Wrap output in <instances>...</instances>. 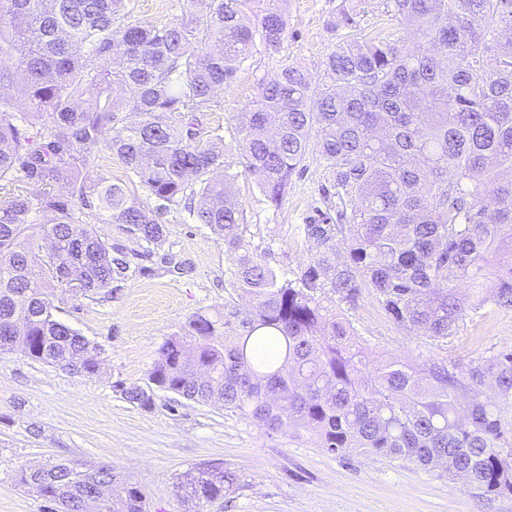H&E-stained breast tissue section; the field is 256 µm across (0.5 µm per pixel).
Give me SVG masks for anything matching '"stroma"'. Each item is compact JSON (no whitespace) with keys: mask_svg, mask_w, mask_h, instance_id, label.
Segmentation results:
<instances>
[{"mask_svg":"<svg viewBox=\"0 0 512 512\" xmlns=\"http://www.w3.org/2000/svg\"><path fill=\"white\" fill-rule=\"evenodd\" d=\"M350 7L358 11L353 30L339 23ZM383 10V0H288L280 52L254 53L225 87L216 111L196 113L201 137L220 127L232 139L259 84L281 65L301 67L312 84L325 83V54L350 32L368 33ZM304 166L277 208L251 178L237 185L248 238L270 247L271 264L291 279L318 258L303 226L322 204L326 176L315 155H307ZM160 220L167 240L151 250L119 225H98L102 237L127 253L130 270L109 292L60 304V317L101 348L99 375H74L19 352L0 356V512H42L43 500L16 474L60 460L112 464L142 489L148 512H185L180 482L207 462L223 463L238 476L209 512H512V494L487 495L466 480L377 457L341 458L312 439L265 432L209 404L162 391L151 409L127 403L121 386L147 384L163 341L193 315L223 310L234 294L224 279L231 260L221 239L178 209ZM482 293L484 302L440 341L398 326L366 288L355 303H337L336 311L377 354L443 361L463 375L512 349V307L496 304L492 281H484Z\"/></svg>","mask_w":512,"mask_h":512,"instance_id":"obj_1","label":"stroma"}]
</instances>
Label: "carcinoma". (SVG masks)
Segmentation results:
<instances>
[{
  "mask_svg": "<svg viewBox=\"0 0 512 512\" xmlns=\"http://www.w3.org/2000/svg\"><path fill=\"white\" fill-rule=\"evenodd\" d=\"M287 0H184L190 19L131 18L130 0H0V355L20 350L49 365L79 359L99 373L98 352L58 315L54 289L92 297L126 276V253L93 228L117 224L154 248L166 241L157 214L183 208L211 228L232 259L229 286L246 297L198 313L158 349L149 386L121 387L140 408L154 390L220 406L259 429L307 434L318 447L405 461L461 477L488 495L512 493V417L485 395L512 396V350L464 376L445 362L379 358L336 314L371 289L399 325L445 339L472 303L488 256L497 302L512 306V0H386L387 21L338 44L314 87L296 66L260 83L241 113L237 152L214 129L197 140L193 114L218 96L257 51H280ZM411 30L413 42L399 35ZM135 116L126 120L124 113ZM315 150L328 186L323 212L304 225L319 249L290 279L247 239L236 194L255 178L281 206ZM133 173L156 205L122 180L95 172L99 154ZM47 217L42 242L26 230ZM34 495L47 512H78L73 498L119 478L71 477L48 466ZM238 481L224 465L186 475L192 512ZM100 512H146L135 484Z\"/></svg>",
  "mask_w": 512,
  "mask_h": 512,
  "instance_id": "carcinoma-1",
  "label": "carcinoma"
}]
</instances>
